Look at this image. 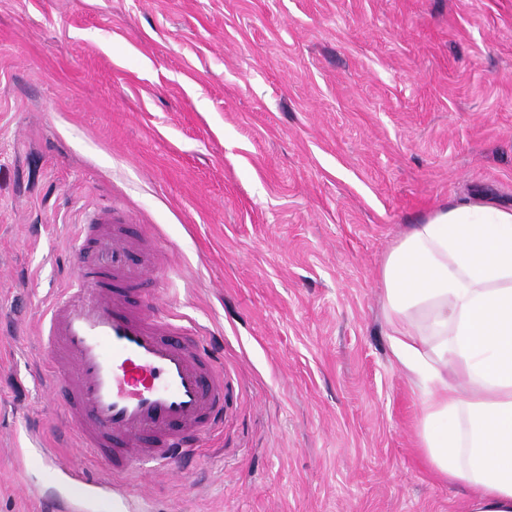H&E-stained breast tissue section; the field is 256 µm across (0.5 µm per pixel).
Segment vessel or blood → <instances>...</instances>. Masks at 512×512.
Segmentation results:
<instances>
[{
    "label": "vessel or blood",
    "instance_id": "b4317fda",
    "mask_svg": "<svg viewBox=\"0 0 512 512\" xmlns=\"http://www.w3.org/2000/svg\"><path fill=\"white\" fill-rule=\"evenodd\" d=\"M134 223L107 209L81 225L76 285L48 311L41 342L50 386L73 431L125 473L195 460L201 440L224 424L229 391L223 366L195 327L158 307L150 284L161 251L132 235ZM41 454L76 490L59 499L62 512H86L94 480L54 449Z\"/></svg>",
    "mask_w": 512,
    "mask_h": 512
}]
</instances>
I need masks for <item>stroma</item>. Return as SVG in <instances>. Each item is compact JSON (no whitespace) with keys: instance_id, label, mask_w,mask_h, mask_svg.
<instances>
[{"instance_id":"obj_1","label":"stroma","mask_w":512,"mask_h":512,"mask_svg":"<svg viewBox=\"0 0 512 512\" xmlns=\"http://www.w3.org/2000/svg\"><path fill=\"white\" fill-rule=\"evenodd\" d=\"M451 202L512 208V0H0V512L42 448L149 512H460L379 280ZM101 209L233 384L194 469L104 466L38 362Z\"/></svg>"}]
</instances>
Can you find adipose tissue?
Returning <instances> with one entry per match:
<instances>
[{
    "label": "adipose tissue",
    "instance_id": "ef3b65f1",
    "mask_svg": "<svg viewBox=\"0 0 512 512\" xmlns=\"http://www.w3.org/2000/svg\"><path fill=\"white\" fill-rule=\"evenodd\" d=\"M392 355L424 386L431 465L464 512H512V210L449 204L381 268Z\"/></svg>",
    "mask_w": 512,
    "mask_h": 512
}]
</instances>
